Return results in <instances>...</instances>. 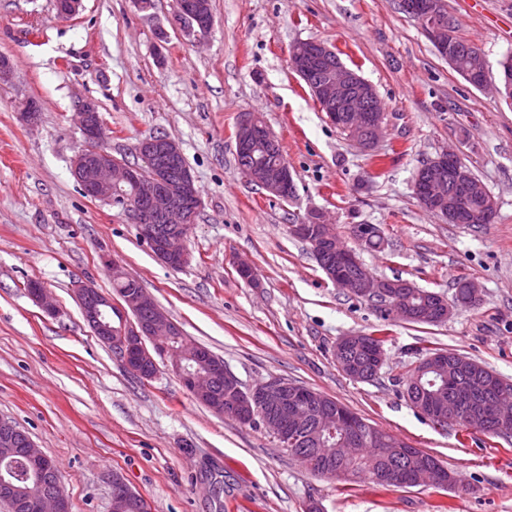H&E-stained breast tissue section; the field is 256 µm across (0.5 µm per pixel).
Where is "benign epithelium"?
I'll return each instance as SVG.
<instances>
[{
	"instance_id": "1",
	"label": "benign epithelium",
	"mask_w": 512,
	"mask_h": 512,
	"mask_svg": "<svg viewBox=\"0 0 512 512\" xmlns=\"http://www.w3.org/2000/svg\"><path fill=\"white\" fill-rule=\"evenodd\" d=\"M210 0H175V15L182 19L184 32L198 40L208 36L212 26ZM400 10L421 23L425 34L439 54L454 65L453 50L459 41V29L448 16L443 0H399ZM290 65L304 81L321 111L347 139L364 151L375 149L386 130L388 113L375 87L355 71L334 59V51L317 40L301 42L290 52ZM326 70L318 78L317 70ZM498 97L512 100V70L506 68L495 86ZM76 115L83 133V145L75 156L71 172L80 191L87 197L110 205L124 203L123 212L136 224L137 234L155 256L171 269L183 267L189 259L186 241L199 212L201 199L191 170L183 164L179 143L169 137H146L138 143L137 154L145 164H129L112 155L105 147L106 130L98 104L85 99L76 105ZM236 142L248 147L257 140L269 149L279 151V141L270 128L248 114L237 126ZM468 166L453 151H444L423 167L421 192L432 211L459 224H487L497 210L495 198L474 176L467 175ZM469 176L461 190H448L447 173ZM246 178L270 195L282 199L294 190V181L288 160L273 167L255 168ZM483 193L480 210L472 212L465 205L474 191ZM290 232L310 243L318 257L334 254L341 262L359 263L354 251L338 240L336 231L324 223L320 215L308 222L289 225ZM336 287L354 296L374 302L386 310V315L404 321L428 319L435 323L447 320L453 304L440 299L438 305L419 311L399 297V293L413 284L407 280L383 279L372 276L362 267L354 275L333 272L331 264L323 266ZM31 298L45 312L55 313L46 290L38 282L28 285ZM75 295L83 319L98 339L112 350L113 356L131 373L152 379L159 369L157 359L166 357L169 340L183 334L180 326L160 307L145 288L122 298L118 311L112 312V296L95 286L81 283ZM361 343V336L346 335L336 343L335 359L340 368L358 380L366 375L349 360L348 352ZM465 360L458 354L439 351L417 364L419 372L443 375L459 371ZM172 371L196 399L207 403L221 414H233L243 421L261 419L264 428L283 448L294 450L301 443V433L314 424L317 438L334 431L341 421L334 400L311 388L284 378L272 377L248 391L240 380L224 365V361L207 348L184 343L179 356L171 364ZM441 419L467 421L473 430L495 428L506 432L512 429V399L497 392L476 411L463 410L460 403L443 402L433 410ZM20 430L14 422L0 418V446L6 455L21 459L27 474L36 479L55 471V464L36 447L31 438L18 444ZM369 444L389 458L385 472L388 482L401 486L445 487L451 478L439 466L426 463L413 474L399 464L414 449L405 447L393 437L375 429H365L361 423H350L339 441V451L346 458L358 453V448ZM112 512H131L139 500L126 479L112 474ZM0 500L16 501L23 512H70L69 501L59 488H45L32 500L22 495L13 482L0 480Z\"/></svg>"
}]
</instances>
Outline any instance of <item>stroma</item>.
<instances>
[{
	"instance_id": "obj_1",
	"label": "stroma",
	"mask_w": 512,
	"mask_h": 512,
	"mask_svg": "<svg viewBox=\"0 0 512 512\" xmlns=\"http://www.w3.org/2000/svg\"><path fill=\"white\" fill-rule=\"evenodd\" d=\"M489 81L512 55V0H445ZM204 41L173 0H0V417L25 430L60 472L71 512H111L121 473L149 512H512V437L440 429L404 395L421 348L456 353L512 379V103L477 89L394 0H211ZM318 40L369 81L388 112L376 149L356 148L291 69L289 49ZM99 106L106 146L137 163L151 135L177 141L201 198L187 265L173 270L119 209L84 197L70 166L83 144L76 103ZM35 100L33 119L18 101ZM260 113L291 166L295 193L271 197L239 171L235 131ZM454 150L497 201L489 224H451L420 206L413 178ZM318 212L376 277L401 276L452 297L475 281L482 301L445 322L383 319L337 288L290 224ZM380 227L374 250L351 234ZM257 272L248 282L239 258ZM120 262L182 328L248 387L279 376L347 406L436 456L459 489L383 488L311 473L258 424L220 417L160 368L140 379L84 321L73 293L112 291ZM36 281L55 315L31 299ZM382 331L385 361L357 382L337 366L340 337Z\"/></svg>"
}]
</instances>
